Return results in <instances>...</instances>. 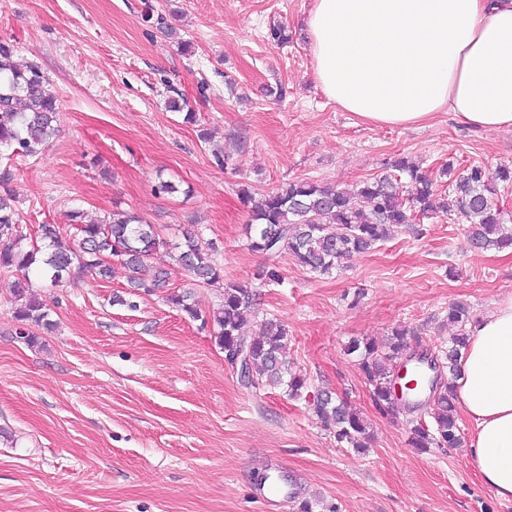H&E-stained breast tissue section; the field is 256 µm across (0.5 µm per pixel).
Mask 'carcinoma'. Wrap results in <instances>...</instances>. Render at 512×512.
Returning a JSON list of instances; mask_svg holds the SVG:
<instances>
[{"instance_id":"cac0c4a2","label":"carcinoma","mask_w":512,"mask_h":512,"mask_svg":"<svg viewBox=\"0 0 512 512\" xmlns=\"http://www.w3.org/2000/svg\"><path fill=\"white\" fill-rule=\"evenodd\" d=\"M168 108L185 112L189 123L196 114L187 109L184 94L174 91ZM59 100L49 78L31 64L22 69L14 60V45L0 39V149L13 155L35 157L58 133ZM485 173L472 165L451 179L454 197L436 202L432 175L401 158L385 174L351 187L301 180L261 195H245L249 205L247 235L252 251L262 254L264 264L258 277L278 282L277 259L283 252L292 254L297 262L318 275H330L343 267L353 255L367 252L386 241L394 229L419 224L438 209L456 213L462 218L464 235L471 250L512 249V228L503 224L497 205L488 196ZM11 169L0 170V267L23 272L12 288L16 308L14 318L21 323L19 335L27 344L38 343V335L30 329L36 325L53 327L45 305L30 291L25 272L41 264L50 281L58 283L78 267L102 279L112 277L114 266L128 272L129 285L149 295H160L165 302L184 312L190 319L202 317L200 309L190 301L188 293L169 288L170 272L157 269L149 279L141 273L155 259L163 241L156 227L128 212L114 210L99 223H82L83 213L72 212L71 220L79 236L75 248L65 247L54 224H41L37 233L41 245L22 249L27 239L16 218L14 196L9 184ZM172 264L203 285L222 286L221 303L208 313L216 327L215 339L224 352V359L235 365L242 355V373L246 384L253 387L285 386L289 395L301 396L304 379L288 376V331L283 324L265 320L256 336L242 332L244 315L254 305L255 291L249 281L224 282V270L202 245L199 233L187 230L182 241L169 252ZM470 307L455 302L448 307V322L459 327L450 337L448 347L433 357L432 377L422 367L414 369L420 386L407 393L408 411L420 412L430 418L411 421V443L416 448H455L461 443L456 414L457 393L453 381L460 370V361L470 337L464 326L470 322ZM417 337L406 328L392 330L384 343L371 338L353 340L347 352L357 358V365L370 387L376 409L386 415L396 411L397 398L391 388L396 367L412 351ZM448 379H443V372ZM313 413L334 428L336 440L360 452L368 447L370 433L367 421L342 400L328 392L314 396Z\"/></svg>"}]
</instances>
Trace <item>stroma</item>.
I'll return each instance as SVG.
<instances>
[{
    "instance_id": "1",
    "label": "stroma",
    "mask_w": 512,
    "mask_h": 512,
    "mask_svg": "<svg viewBox=\"0 0 512 512\" xmlns=\"http://www.w3.org/2000/svg\"><path fill=\"white\" fill-rule=\"evenodd\" d=\"M314 0H0V37L19 66L34 62L60 100L59 133L36 157L0 154L14 173L18 222L56 225L64 244L113 210L180 242L197 226L214 243L225 281L263 265L248 246L241 189L260 194L296 180L350 186L404 158L427 172L485 167L493 201L512 224V131L469 128L448 114L421 127H381L339 109L313 71L304 20ZM174 31L165 37L156 18ZM285 24L290 42L267 38ZM189 51H180L181 41ZM234 91H227L225 78ZM185 93L188 124L166 105ZM230 153L236 170L217 165ZM177 187L156 194L158 180ZM282 279L257 288L247 335L264 319L288 330L302 398L248 388L224 360L211 323L161 296L73 271L30 288L55 327L36 346L17 336L0 268V512H267L253 496L280 467L292 495L278 512H512L471 466L466 448L418 450L405 409L384 415L346 347L384 341L404 326L416 351L437 354L456 331L452 303L473 315L512 292V250H469L461 223L437 211L420 232L398 229L331 276L282 253ZM320 391L346 399L370 426L364 452L342 447L312 414Z\"/></svg>"
}]
</instances>
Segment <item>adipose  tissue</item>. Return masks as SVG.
I'll use <instances>...</instances> for the list:
<instances>
[{
    "mask_svg": "<svg viewBox=\"0 0 512 512\" xmlns=\"http://www.w3.org/2000/svg\"><path fill=\"white\" fill-rule=\"evenodd\" d=\"M314 74L329 101L379 126L449 112L512 130V0H315L306 19ZM475 423L468 457L512 499V292L471 326L454 382Z\"/></svg>",
    "mask_w": 512,
    "mask_h": 512,
    "instance_id": "ef3b65f1",
    "label": "adipose tissue"
}]
</instances>
